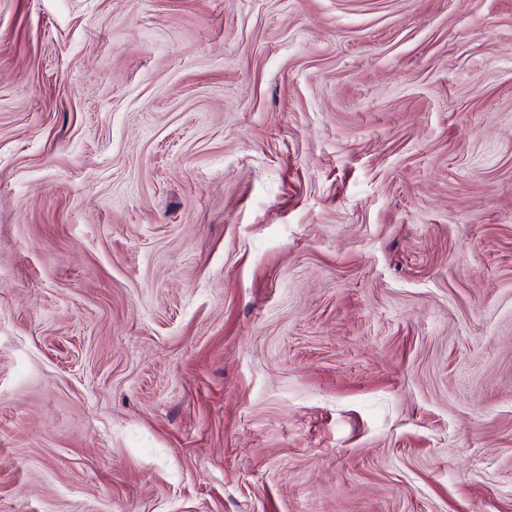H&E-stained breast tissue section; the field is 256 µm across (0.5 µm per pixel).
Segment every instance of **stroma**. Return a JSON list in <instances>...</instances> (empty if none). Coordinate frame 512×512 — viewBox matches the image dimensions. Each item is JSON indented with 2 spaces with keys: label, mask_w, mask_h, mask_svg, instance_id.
<instances>
[{
  "label": "stroma",
  "mask_w": 512,
  "mask_h": 512,
  "mask_svg": "<svg viewBox=\"0 0 512 512\" xmlns=\"http://www.w3.org/2000/svg\"><path fill=\"white\" fill-rule=\"evenodd\" d=\"M0 512H512V0H0Z\"/></svg>",
  "instance_id": "35a3bbf8"
}]
</instances>
